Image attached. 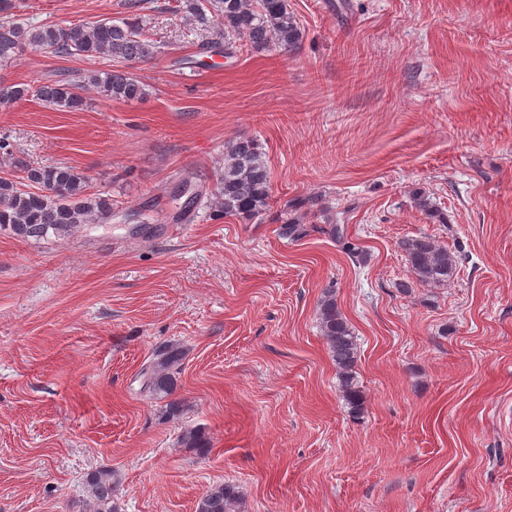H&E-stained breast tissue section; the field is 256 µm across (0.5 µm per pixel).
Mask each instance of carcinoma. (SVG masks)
Listing matches in <instances>:
<instances>
[{"label":"carcinoma","instance_id":"1","mask_svg":"<svg viewBox=\"0 0 512 512\" xmlns=\"http://www.w3.org/2000/svg\"><path fill=\"white\" fill-rule=\"evenodd\" d=\"M14 0H0V66L13 63L24 48L59 57L109 56L125 61L144 60L159 52L161 45L148 38L140 18L117 21L73 23L68 26L43 23L22 25L10 20ZM192 20L212 30L213 38L202 47L209 52L235 53L236 41L245 40L256 52L271 49L291 51L302 40V32L289 8L288 0H185ZM93 89L112 99L141 96L140 81L124 70L95 71L62 84L53 82L36 88L0 84V104L32 96L50 106L76 109L82 104L81 92ZM87 177L65 164L30 166L19 181L0 178V226H7L21 238L41 240L48 232L69 235L83 224H94L112 216V199L86 192ZM215 208L225 216L248 221L270 206L271 184L267 166L253 140L241 138L224 154V172L217 178ZM317 231L342 245L353 258L359 248L345 240L340 224L326 227L306 225L298 217H287L279 234L298 241ZM405 260L416 282L436 287L447 283L456 271V261L448 248L423 235L400 243ZM321 334L339 376L342 397L350 413L363 411V396L357 379V343L339 310L336 299L325 292L318 304ZM182 353L174 345L155 349L153 359L141 370L144 390L155 398L173 392L180 373ZM117 481L111 470H96L86 477L95 512H118L108 504ZM238 492L232 484L211 487L200 498L196 512H235Z\"/></svg>","mask_w":512,"mask_h":512}]
</instances>
